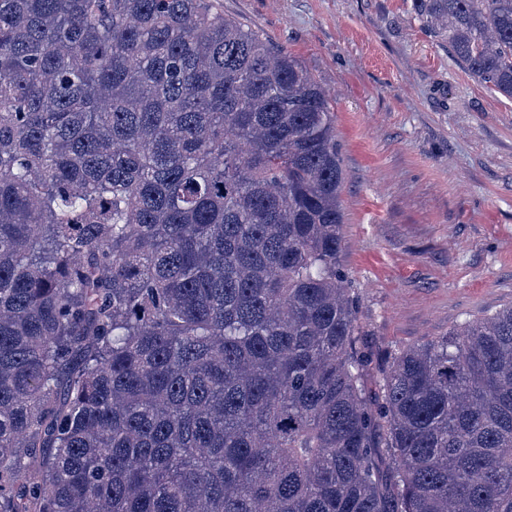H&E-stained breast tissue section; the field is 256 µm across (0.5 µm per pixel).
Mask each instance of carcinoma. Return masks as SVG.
Segmentation results:
<instances>
[{"instance_id":"obj_1","label":"carcinoma","mask_w":512,"mask_h":512,"mask_svg":"<svg viewBox=\"0 0 512 512\" xmlns=\"http://www.w3.org/2000/svg\"><path fill=\"white\" fill-rule=\"evenodd\" d=\"M414 4L512 101V0ZM343 182L221 0H0V512H512V305L372 399Z\"/></svg>"}]
</instances>
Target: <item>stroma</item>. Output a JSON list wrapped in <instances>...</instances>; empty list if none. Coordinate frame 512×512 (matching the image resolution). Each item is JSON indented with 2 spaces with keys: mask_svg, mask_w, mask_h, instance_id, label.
<instances>
[{
  "mask_svg": "<svg viewBox=\"0 0 512 512\" xmlns=\"http://www.w3.org/2000/svg\"><path fill=\"white\" fill-rule=\"evenodd\" d=\"M223 3L336 113L357 346L382 355L512 304V101L455 63L412 0Z\"/></svg>",
  "mask_w": 512,
  "mask_h": 512,
  "instance_id": "obj_1",
  "label": "stroma"
}]
</instances>
